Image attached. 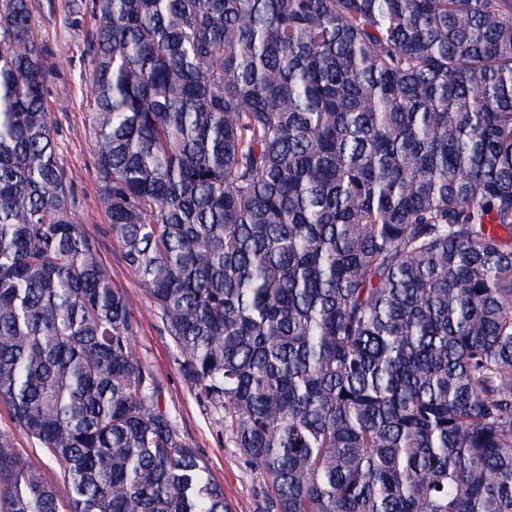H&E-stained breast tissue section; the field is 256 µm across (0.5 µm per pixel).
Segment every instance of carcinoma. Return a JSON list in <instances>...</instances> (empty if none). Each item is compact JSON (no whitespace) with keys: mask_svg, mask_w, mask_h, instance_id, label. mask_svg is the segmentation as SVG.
Instances as JSON below:
<instances>
[{"mask_svg":"<svg viewBox=\"0 0 512 512\" xmlns=\"http://www.w3.org/2000/svg\"><path fill=\"white\" fill-rule=\"evenodd\" d=\"M112 239L272 512H512V0H91ZM0 0V512H229L72 218ZM0 433L11 439L13 447L21 456L40 461L45 479L55 487L59 496L66 497L67 487L62 480L59 465L36 440L16 428L10 410L4 403H0Z\"/></svg>","mask_w":512,"mask_h":512,"instance_id":"obj_1","label":"carcinoma"}]
</instances>
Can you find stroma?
<instances>
[{"label":"stroma","instance_id":"1","mask_svg":"<svg viewBox=\"0 0 512 512\" xmlns=\"http://www.w3.org/2000/svg\"><path fill=\"white\" fill-rule=\"evenodd\" d=\"M66 3L32 0L37 37L56 64L45 86V98L54 122L59 164L72 189V216L83 225L111 268L114 284L130 299L139 322L136 352L157 377L158 406L170 415L183 440L205 460L212 478L223 485L231 512H268L264 478L225 432L223 410L196 397L181 371L177 349L162 330L156 308L112 239L95 169V141L87 121L93 101L84 83L88 72L86 40L98 20L88 10L69 15ZM0 433L11 439L21 456L40 461L45 479L59 496H66L59 465L36 440L16 428L9 408L2 403Z\"/></svg>","mask_w":512,"mask_h":512}]
</instances>
